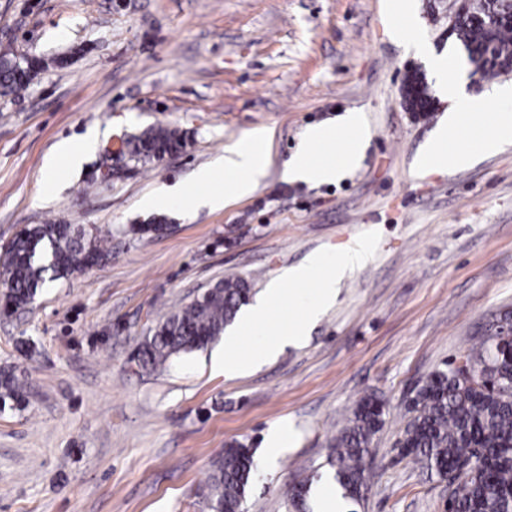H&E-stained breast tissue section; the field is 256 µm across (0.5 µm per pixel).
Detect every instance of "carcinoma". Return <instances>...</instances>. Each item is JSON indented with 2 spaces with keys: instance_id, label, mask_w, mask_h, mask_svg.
Returning <instances> with one entry per match:
<instances>
[{
  "instance_id": "cac0c4a2",
  "label": "carcinoma",
  "mask_w": 512,
  "mask_h": 512,
  "mask_svg": "<svg viewBox=\"0 0 512 512\" xmlns=\"http://www.w3.org/2000/svg\"><path fill=\"white\" fill-rule=\"evenodd\" d=\"M448 37L462 46L472 74L486 79L512 73V0H473L468 6L450 0ZM51 63L62 68L68 61L39 56L20 67L11 53L0 54V98L25 90ZM403 98L411 112L426 115L434 110V98L417 71L406 76ZM183 147L177 129L160 125L123 140L119 154L148 164ZM110 243L80 224L23 227L0 256L7 274L0 312L10 316L26 310L47 284L104 265L112 255ZM251 293L250 283L241 277L216 282L163 316L132 360L143 369H156L180 353L206 348L234 322ZM465 357L473 368L472 379H460L450 361L417 389L397 443L399 455L420 460L448 481L457 512H512V349L487 336ZM25 400V388L13 369H0V412L20 409ZM384 415V404L365 396L334 438L328 465L346 502L358 503L363 497L369 447L384 425ZM252 478V449L241 443L225 448L207 478L208 512L240 505Z\"/></svg>"
}]
</instances>
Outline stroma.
I'll use <instances>...</instances> for the list:
<instances>
[{
	"instance_id": "stroma-1",
	"label": "stroma",
	"mask_w": 512,
	"mask_h": 512,
	"mask_svg": "<svg viewBox=\"0 0 512 512\" xmlns=\"http://www.w3.org/2000/svg\"><path fill=\"white\" fill-rule=\"evenodd\" d=\"M437 2L0 0V51L69 58L0 99V247L49 221L112 239L105 266L0 314V366L28 390L24 409L0 413V512H206L200 489L233 442L253 450L246 512H294L304 482L322 512L337 495L329 443L368 394L388 413L354 512H443L447 482L399 458L396 442L418 385L512 312V144L465 164L424 156L449 107L475 132L484 113H512L499 94L512 75L475 86ZM403 9L416 29L400 36ZM448 57L466 84L453 104L436 69ZM410 70L426 77L430 118L403 105ZM350 112L368 131L358 166L328 183L292 179L307 129ZM155 125L185 132L186 150L156 166L114 157L111 182L92 186L106 150ZM92 130L79 166L57 158L60 141ZM254 131L272 135L258 188L220 211L197 206L195 172ZM174 185L182 199L142 207ZM156 217L164 233L128 235ZM363 239L370 261L301 344L259 369L215 371L220 340L155 371L131 362L163 314L217 281L245 278L258 298L309 255ZM287 422L295 439L270 458L265 438Z\"/></svg>"
}]
</instances>
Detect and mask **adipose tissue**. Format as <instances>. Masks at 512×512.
<instances>
[{
  "label": "adipose tissue",
  "mask_w": 512,
  "mask_h": 512,
  "mask_svg": "<svg viewBox=\"0 0 512 512\" xmlns=\"http://www.w3.org/2000/svg\"><path fill=\"white\" fill-rule=\"evenodd\" d=\"M461 119L460 112L449 113L447 127L439 130L426 151L427 160L441 164L450 161L464 164L471 160L473 152L491 154L497 152L503 144L512 143V114L501 113L490 119L487 132L474 142L472 150L449 152L448 133L458 130ZM344 125L351 136L338 163L314 162L313 150L336 140L335 128L314 126L308 129L301 149L289 160V175L303 181L325 182L336 179L344 169L356 165L360 160L367 130L361 117L354 114L346 116ZM269 162L268 137L262 132L254 134L247 143L226 149L220 162L200 169L195 175L196 184L206 189L205 194L199 198L200 203L210 209L220 210L230 201L249 196L266 176ZM370 257L371 249L365 242L356 243L333 256L314 253L303 264L289 270L284 282L271 283L266 290L265 300L248 310L237 333L225 336L224 352L216 360L217 368L228 376L239 375L259 367L275 356L282 346L300 344L309 326L325 308L335 302L338 285L343 277L364 265ZM311 282L316 284L317 293L311 299L301 300L298 318L281 326L275 341L261 342L258 350L242 353L243 334L252 327L270 323L273 304L288 298L287 285L301 286Z\"/></svg>",
  "instance_id": "1"
}]
</instances>
